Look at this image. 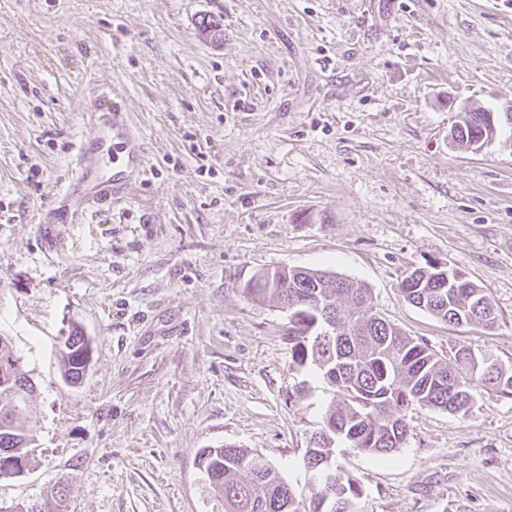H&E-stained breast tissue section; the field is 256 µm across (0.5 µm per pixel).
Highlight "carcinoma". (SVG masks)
I'll list each match as a JSON object with an SVG mask.
<instances>
[{"instance_id":"1","label":"carcinoma","mask_w":512,"mask_h":512,"mask_svg":"<svg viewBox=\"0 0 512 512\" xmlns=\"http://www.w3.org/2000/svg\"><path fill=\"white\" fill-rule=\"evenodd\" d=\"M490 112L480 106L464 113L455 124L458 146L479 142ZM447 272L442 275L433 264L420 268L418 277L401 289L403 298L449 325L496 329L498 314L484 289L454 269ZM250 295L288 309L294 363L314 369L332 391L303 456L304 468L315 473L326 469L321 461L338 441L366 455L392 456L406 441V416L416 406L466 415L474 380L512 396V368L494 358L476 371L466 346L449 361L438 357L374 312L365 284L307 269L292 275L286 287L252 288ZM86 347L76 329L63 337L61 372L73 384L83 377ZM35 391L11 340L0 337V448L11 449L26 464L35 452L36 439L26 425ZM204 454L206 468L213 470L210 484L224 498V512H361V488L336 468L325 481L300 491L271 464L253 468L255 453L248 448L225 446Z\"/></svg>"}]
</instances>
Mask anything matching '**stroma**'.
<instances>
[{
  "label": "stroma",
  "mask_w": 512,
  "mask_h": 512,
  "mask_svg": "<svg viewBox=\"0 0 512 512\" xmlns=\"http://www.w3.org/2000/svg\"><path fill=\"white\" fill-rule=\"evenodd\" d=\"M103 91L142 132L147 178L47 246ZM467 103L512 105V0H0V334L36 384L37 439L0 503L54 512L64 484L67 512H224L199 459L227 445L304 486L332 393L293 363L287 311L246 293L268 268L366 284L438 356L512 366V133L454 147ZM431 264L484 288L498 329L405 302ZM74 325L92 359L71 385ZM472 392L463 417L409 411L390 460L337 444L363 512H512V399ZM87 347L85 336L81 331L73 329L68 336L63 337L60 346V366L62 376L71 383H77L84 374L82 366V355Z\"/></svg>",
  "instance_id": "1"
}]
</instances>
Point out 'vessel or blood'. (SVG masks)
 <instances>
[{
  "instance_id": "obj_1",
  "label": "vessel or blood",
  "mask_w": 512,
  "mask_h": 512,
  "mask_svg": "<svg viewBox=\"0 0 512 512\" xmlns=\"http://www.w3.org/2000/svg\"><path fill=\"white\" fill-rule=\"evenodd\" d=\"M92 116L107 142L95 151H78L62 192L45 211L50 224H78L122 200L129 181L147 174L146 144L129 122L117 97L98 96Z\"/></svg>"
}]
</instances>
